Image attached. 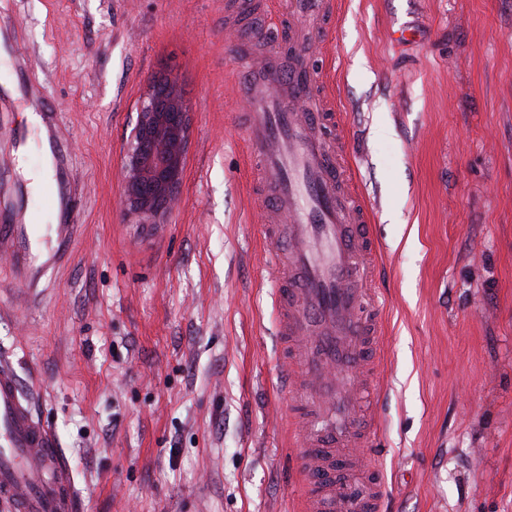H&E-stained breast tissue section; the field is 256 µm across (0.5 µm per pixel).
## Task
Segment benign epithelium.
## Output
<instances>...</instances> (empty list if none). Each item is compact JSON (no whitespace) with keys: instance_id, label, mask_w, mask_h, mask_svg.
<instances>
[{"instance_id":"7a95c632","label":"benign epithelium","mask_w":512,"mask_h":512,"mask_svg":"<svg viewBox=\"0 0 512 512\" xmlns=\"http://www.w3.org/2000/svg\"><path fill=\"white\" fill-rule=\"evenodd\" d=\"M192 112L179 80L169 75L140 97L134 130L121 164L125 214L155 223L173 208L191 144Z\"/></svg>"}]
</instances>
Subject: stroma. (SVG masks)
<instances>
[{"instance_id": "35a3bbf8", "label": "stroma", "mask_w": 512, "mask_h": 512, "mask_svg": "<svg viewBox=\"0 0 512 512\" xmlns=\"http://www.w3.org/2000/svg\"><path fill=\"white\" fill-rule=\"evenodd\" d=\"M225 0H0L67 144L79 232L29 290L0 257V350L58 437L77 512H302L274 340L275 283L235 85L288 0L228 23ZM328 90L379 243L372 448L382 512H512V0H338ZM416 31L412 41L400 28ZM193 112L180 204L127 222L120 160L160 72ZM0 135V222L58 212L34 189L42 123Z\"/></svg>"}]
</instances>
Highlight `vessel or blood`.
I'll list each match as a JSON object with an SVG mask.
<instances>
[{
	"label": "vessel or blood",
	"mask_w": 512,
	"mask_h": 512,
	"mask_svg": "<svg viewBox=\"0 0 512 512\" xmlns=\"http://www.w3.org/2000/svg\"><path fill=\"white\" fill-rule=\"evenodd\" d=\"M293 16L328 24L334 0H288ZM321 70L307 62L288 69L257 60L240 81L250 104L247 141L255 162L264 236L278 282L275 336L285 368V390L300 404L292 425L300 438L297 463L315 478L308 512H379L384 484L376 470L354 478L336 475L337 458L366 447L372 419L356 401L373 380L381 309L374 287L378 243L371 212L343 185L342 117L334 100L319 95ZM17 99L42 110L44 152L63 159L57 115L45 108V87L30 62L15 66L0 100ZM14 252L23 270L48 267L31 224H1L0 254ZM340 411L344 425L322 433L315 425ZM0 501L11 512H74L69 461L53 430L35 417L32 401L10 355H0Z\"/></svg>",
	"instance_id": "vessel-or-blood-1"
}]
</instances>
